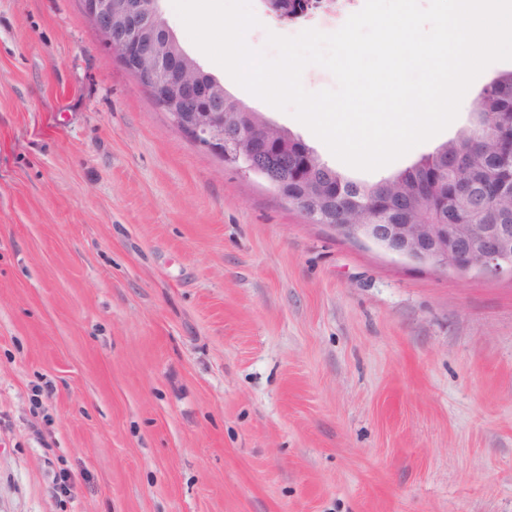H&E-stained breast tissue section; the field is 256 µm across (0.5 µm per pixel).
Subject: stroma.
<instances>
[{"mask_svg":"<svg viewBox=\"0 0 512 512\" xmlns=\"http://www.w3.org/2000/svg\"><path fill=\"white\" fill-rule=\"evenodd\" d=\"M225 89L364 182L373 172ZM0 512H512V277L311 223L171 126L77 0H0Z\"/></svg>","mask_w":512,"mask_h":512,"instance_id":"35a3bbf8","label":"stroma"}]
</instances>
